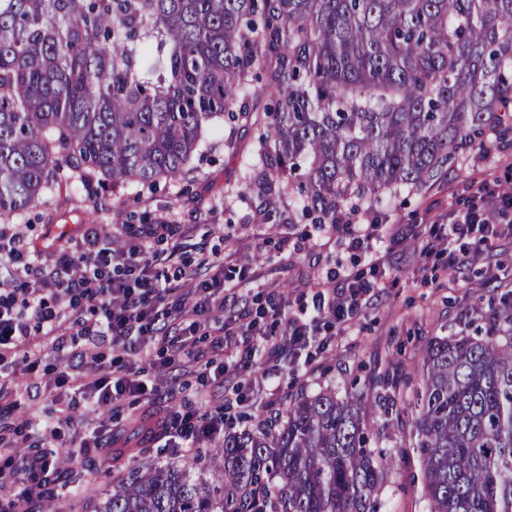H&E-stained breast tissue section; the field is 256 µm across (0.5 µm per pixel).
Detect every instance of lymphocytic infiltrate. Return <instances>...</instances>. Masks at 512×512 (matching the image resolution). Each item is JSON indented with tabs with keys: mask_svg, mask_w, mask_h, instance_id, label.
Returning <instances> with one entry per match:
<instances>
[{
	"mask_svg": "<svg viewBox=\"0 0 512 512\" xmlns=\"http://www.w3.org/2000/svg\"><path fill=\"white\" fill-rule=\"evenodd\" d=\"M509 211L511 190L479 183L435 235L449 263L491 249ZM325 230L365 252L372 268L384 266L374 227L358 212L337 213ZM177 231L163 220L131 226L119 243L90 226L79 242L39 259L20 227L0 225V512H38L43 501L80 497L86 478L62 468L61 457L111 467L104 411L149 407L154 421L142 439L161 448L220 447L223 403L201 414L193 401L227 386L236 405L249 404L251 369L266 382L279 376L280 357L292 371L310 365L332 341L318 322L353 325L374 293L345 271L343 288L316 290L310 303L293 309L272 295L228 317L234 267L217 251L187 257ZM171 371L193 376V390L171 386ZM20 375L28 380L22 390L14 385Z\"/></svg>",
	"mask_w": 512,
	"mask_h": 512,
	"instance_id": "lymphocytic-infiltrate-1",
	"label": "lymphocytic infiltrate"
}]
</instances>
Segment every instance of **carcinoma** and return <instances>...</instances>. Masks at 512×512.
<instances>
[{
	"label": "carcinoma",
	"instance_id": "1",
	"mask_svg": "<svg viewBox=\"0 0 512 512\" xmlns=\"http://www.w3.org/2000/svg\"><path fill=\"white\" fill-rule=\"evenodd\" d=\"M271 105L253 117L256 71ZM512 112V0H0V223L66 170L175 181L210 130L256 127L242 176L264 220L331 224L420 189ZM360 395L326 388L224 436L213 481L174 464L102 512H379L387 453ZM401 458L423 512H512V299L434 336Z\"/></svg>",
	"mask_w": 512,
	"mask_h": 512
}]
</instances>
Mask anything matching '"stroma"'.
Listing matches in <instances>:
<instances>
[{
    "label": "stroma",
    "mask_w": 512,
    "mask_h": 512,
    "mask_svg": "<svg viewBox=\"0 0 512 512\" xmlns=\"http://www.w3.org/2000/svg\"><path fill=\"white\" fill-rule=\"evenodd\" d=\"M228 133L225 127L214 131L195 158L193 171L174 182L115 188L92 175L78 188H60L17 218L30 251H42L62 233L79 240L88 224L118 236L123 225L152 224L164 217L182 225L188 250L216 248L249 267L250 278L241 283L240 293L253 306L273 291L294 301L317 282L328 290L341 287L333 276L341 268L372 281L384 280V288L375 292L356 324L337 331L329 349L306 373L282 372L280 399L269 407L257 404L250 425L278 420L291 399L326 387L363 392V405L377 430L376 444L395 457L380 494L382 512H422L413 465L397 456L410 432L411 417L385 413L377 399L378 380L389 376L402 389L415 384L429 337L465 331L479 299L512 295V237L503 236L483 258L452 268L447 254L432 251L429 234L431 224L455 209L477 182L512 183V129L494 139L491 156L473 151L449 165L429 187L401 192L367 211L368 221L382 227L381 248L387 260L382 272L371 269L363 253L329 240L316 225L264 223L258 201L240 193L252 133L238 129L244 149L237 153L224 148ZM215 454V449L204 448L182 458L174 448L133 449L111 471L86 468L94 482L87 497L52 501L50 512H100L113 487L161 461L212 478L209 460Z\"/></svg>",
    "instance_id": "obj_1"
}]
</instances>
